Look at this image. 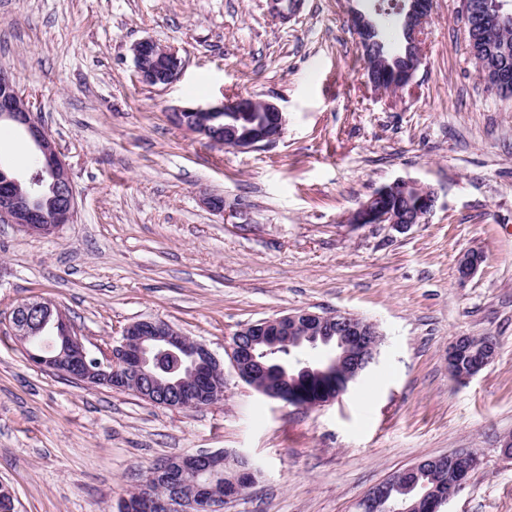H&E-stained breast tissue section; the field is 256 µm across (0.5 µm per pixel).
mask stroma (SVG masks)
<instances>
[{
    "label": "stroma",
    "mask_w": 512,
    "mask_h": 512,
    "mask_svg": "<svg viewBox=\"0 0 512 512\" xmlns=\"http://www.w3.org/2000/svg\"><path fill=\"white\" fill-rule=\"evenodd\" d=\"M369 0H0V66L35 104L76 191L52 237L0 223V483L16 512H117L155 464L201 450L258 469L225 512H356L375 483L460 448L483 464L445 512H512V97L480 80L462 0H432L411 87L366 82L351 9ZM179 48L180 78L147 86L131 48ZM250 96L287 116L249 152L173 125L171 106ZM436 195L399 233L348 218L381 186ZM223 196L228 213L203 199ZM482 252L470 279L457 259ZM51 299L90 350L124 327L168 321L224 356L243 325L291 311L377 323L381 357L338 400L303 409L224 372L197 410L88 387L32 365L11 313ZM491 336L498 355L468 383L449 343Z\"/></svg>",
    "instance_id": "35a3bbf8"
}]
</instances>
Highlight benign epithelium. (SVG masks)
I'll list each match as a JSON object with an SVG mask.
<instances>
[{
	"label": "benign epithelium",
	"instance_id": "benign-epithelium-1",
	"mask_svg": "<svg viewBox=\"0 0 512 512\" xmlns=\"http://www.w3.org/2000/svg\"><path fill=\"white\" fill-rule=\"evenodd\" d=\"M430 13L426 0H410L405 11L412 59L408 66L386 76L387 84L370 82L374 89H403L409 86L422 62V44ZM462 22L467 34V45L482 80L489 86L504 91L512 87V74L489 68L476 46V34L495 23L472 0H462ZM138 80L148 86L173 83L181 74L183 65L179 50L162 46L151 39H142L132 47ZM224 112H264V121L242 133L232 126L217 132L202 116ZM170 117L184 130L205 137L209 141L238 151H253L274 145L283 135L287 119L285 113L272 101L238 96L217 103L201 105L184 103L170 109ZM8 122L21 130L33 143L42 160V170L25 177L15 174L0 163V221L15 224L29 234L49 236L60 226L72 222L76 196L68 168L55 140L41 122L33 102L20 94L12 74L0 70V122ZM56 197L52 211L42 207L46 189ZM381 194L411 195L414 211L395 215L373 206ZM433 190L414 180L398 179L374 192L351 214L349 222L356 226L386 224L405 232L415 224H422L434 209ZM483 261L478 251H467L458 262L460 279L466 280L477 271ZM19 308L27 313L24 319L13 322L15 335L24 344L38 335L45 324L54 329L56 342L51 347L34 352L26 349L27 358L37 367L71 379L83 385H105L113 389L133 392L154 404L174 409H193L200 406V388L213 386L209 403L223 397L215 377V366L220 361L202 343L190 340L170 323L160 319L135 321L124 328L112 347L103 352L102 372L94 374L86 368L89 349L71 326L61 308L45 300L24 301ZM381 331L373 323L349 313L326 314L307 309L247 324L237 330L225 352L234 373L243 382L263 396L287 405L321 407L334 397L324 395L315 400L305 399L304 391L286 380L275 386H258L253 382L259 372L267 373L277 365L274 353L285 347L296 353L299 363L314 371L331 375L338 380L339 394L347 393L359 377L374 363L380 353ZM165 355L183 360L184 376L164 379L156 367ZM496 345L490 336L477 339L458 336L448 345V375L456 383H465L496 359ZM211 452L199 451L184 457L195 468L200 479L196 512H210L209 460ZM482 465V455L475 448H461L450 459L453 476L440 477L424 495L410 504L396 507L391 502V485L380 482L372 486L358 501L357 512H378L391 508L396 512H415L421 503L430 512H441V506L459 496L468 486L472 474ZM247 466V458L231 452L224 456V501L239 497L241 485L238 473ZM136 512H172L174 505L165 495L145 482L143 492L136 498Z\"/></svg>",
	"mask_w": 512,
	"mask_h": 512
}]
</instances>
